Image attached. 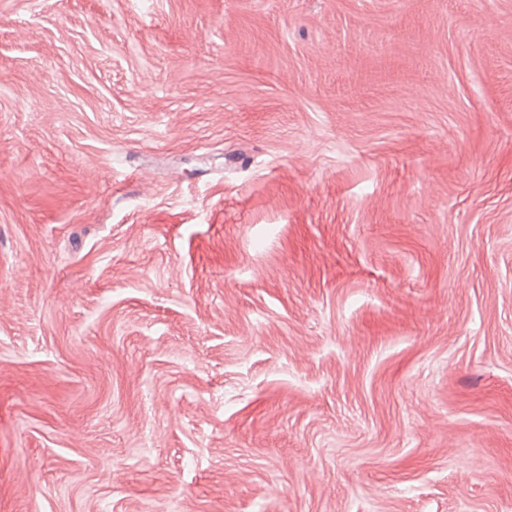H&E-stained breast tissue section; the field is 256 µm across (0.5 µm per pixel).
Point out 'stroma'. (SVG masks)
Instances as JSON below:
<instances>
[{"label":"stroma","instance_id":"obj_1","mask_svg":"<svg viewBox=\"0 0 512 512\" xmlns=\"http://www.w3.org/2000/svg\"><path fill=\"white\" fill-rule=\"evenodd\" d=\"M0 512H512V0H0Z\"/></svg>","mask_w":512,"mask_h":512}]
</instances>
